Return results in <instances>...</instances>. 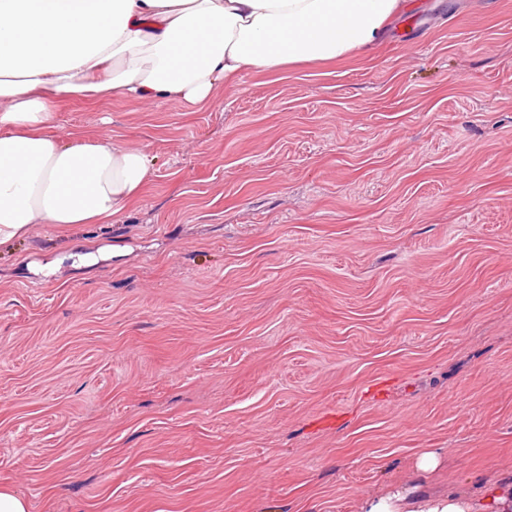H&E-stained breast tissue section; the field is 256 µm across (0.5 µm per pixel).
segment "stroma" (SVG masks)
<instances>
[{
    "mask_svg": "<svg viewBox=\"0 0 512 512\" xmlns=\"http://www.w3.org/2000/svg\"><path fill=\"white\" fill-rule=\"evenodd\" d=\"M414 2L202 108L60 102L152 173L112 223L0 249L1 490L361 512L512 475V0Z\"/></svg>",
    "mask_w": 512,
    "mask_h": 512,
    "instance_id": "35a3bbf8",
    "label": "stroma"
}]
</instances>
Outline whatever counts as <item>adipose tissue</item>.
Instances as JSON below:
<instances>
[{
  "instance_id": "obj_1",
  "label": "adipose tissue",
  "mask_w": 512,
  "mask_h": 512,
  "mask_svg": "<svg viewBox=\"0 0 512 512\" xmlns=\"http://www.w3.org/2000/svg\"><path fill=\"white\" fill-rule=\"evenodd\" d=\"M402 0H0V247L37 224H107L151 177L142 151L58 131L60 99L211 102L245 71L366 52ZM362 512H512V478L480 495L403 488Z\"/></svg>"
}]
</instances>
